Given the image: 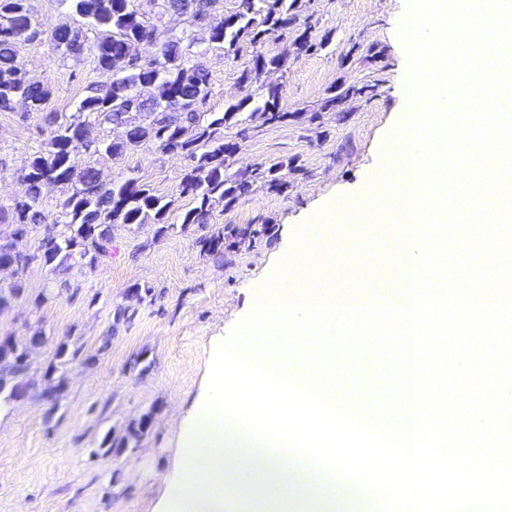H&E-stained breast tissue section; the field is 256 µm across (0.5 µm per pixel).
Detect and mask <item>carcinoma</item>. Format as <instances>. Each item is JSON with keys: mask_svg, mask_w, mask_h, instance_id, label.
Returning a JSON list of instances; mask_svg holds the SVG:
<instances>
[{"mask_svg": "<svg viewBox=\"0 0 512 512\" xmlns=\"http://www.w3.org/2000/svg\"><path fill=\"white\" fill-rule=\"evenodd\" d=\"M237 2L236 9L226 13L220 10V0H60L84 20L87 30L63 24L46 34L34 22L30 0H0V112L13 110L19 99L40 111L49 98V86L30 79L18 60L21 46L44 34L53 49L76 57L87 52L95 68L113 75L109 85L80 100L77 112L66 118L56 112L46 115L44 147L23 160L22 196L8 206L0 205V224L8 225V230L0 229V267H13L20 274L12 285L0 288V308L25 297L22 274L34 260L58 271L67 270L75 260L92 268L112 258L115 224H154L157 236L169 231L167 215L174 200L156 194L134 177L105 186L98 171L82 163V156L92 150L116 160L132 146L152 144L164 153L187 158L190 164L177 192L192 198L195 206L184 214L185 224H210L214 202L229 205L250 193L258 180L270 191L281 193L288 188L284 176L273 167H257L238 178L226 174L238 145L224 139V127L245 119L274 124L288 118L281 110L277 85L267 84L255 102L241 99L222 113L201 111L211 95V82L209 71L194 51L197 43L203 41L227 54L246 46L253 48L250 62L238 77L242 84L265 73H282L288 67V55H267L257 48L271 35L295 24L302 0ZM168 11L186 12L187 22L200 29L202 37L187 41L161 28ZM88 30L94 33L91 39ZM147 37L158 39L159 50L155 57L139 62L132 58L131 48ZM330 41L327 34L314 43L303 31L294 43L298 52L307 53ZM95 124L121 127L123 137L93 138L90 130ZM47 183L63 185L69 191L61 202L64 221L45 228L37 253L28 254L17 249L16 240L38 223L40 213L35 205ZM271 232L267 225L258 230L225 224L212 229L198 244L203 253L222 259L226 250L249 245ZM45 341V334L38 330L26 337L17 353L0 354V396L5 401L12 402L16 394L23 393L58 407L64 381L56 373L67 358H77L79 350L70 349L66 342L59 344L57 363L45 372L47 384L34 393L27 380L28 352ZM148 425L145 415L118 440L106 434L99 447L106 454L128 448L138 442Z\"/></svg>", "mask_w": 512, "mask_h": 512, "instance_id": "carcinoma-1", "label": "carcinoma"}]
</instances>
